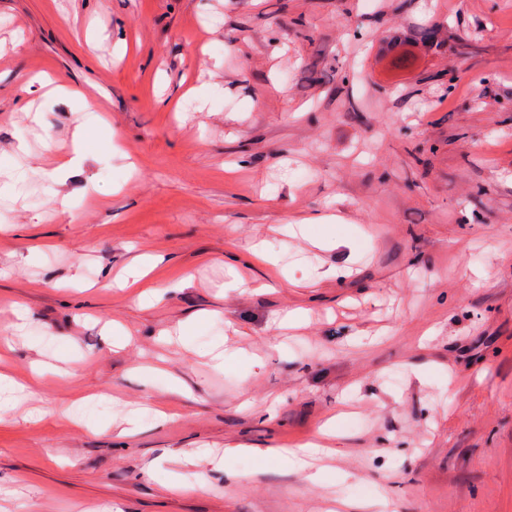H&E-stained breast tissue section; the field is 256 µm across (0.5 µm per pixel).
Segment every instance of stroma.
Returning <instances> with one entry per match:
<instances>
[{
  "label": "stroma",
  "mask_w": 512,
  "mask_h": 512,
  "mask_svg": "<svg viewBox=\"0 0 512 512\" xmlns=\"http://www.w3.org/2000/svg\"><path fill=\"white\" fill-rule=\"evenodd\" d=\"M0 183V512H512V0H0ZM441 30L433 27H416L413 30H386L378 38V56L393 65H407L415 60L416 53L439 42ZM301 453H295L289 450H282L278 448H267L263 451L254 450L255 452L278 461L284 466L293 468H305L307 466L306 457H310L319 453L320 448L315 444H306L301 446Z\"/></svg>",
  "instance_id": "stroma-1"
}]
</instances>
